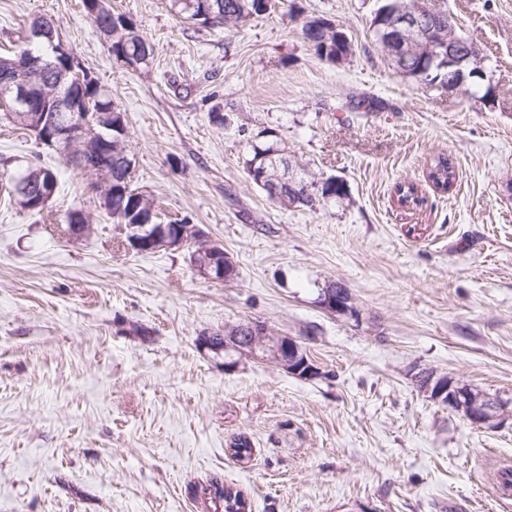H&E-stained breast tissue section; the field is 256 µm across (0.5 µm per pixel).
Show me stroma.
I'll return each mask as SVG.
<instances>
[{
    "label": "stroma",
    "mask_w": 512,
    "mask_h": 512,
    "mask_svg": "<svg viewBox=\"0 0 512 512\" xmlns=\"http://www.w3.org/2000/svg\"><path fill=\"white\" fill-rule=\"evenodd\" d=\"M111 2L152 43L150 67H120L82 0H0V54L52 17L126 116L135 187L236 274L202 278L187 247L123 248L90 178L0 111V175L42 163L59 177L40 215L0 194V512H207L195 492L212 481L251 512H512L489 481L512 465V0H429L485 55L475 97L396 74L377 0H279L215 29L164 0ZM319 15L346 32L345 60L306 42ZM266 131L346 198L270 200L243 165ZM441 152L459 173L447 193L427 180ZM403 182L421 209L397 204ZM76 207L90 223L72 239ZM334 282L352 313L322 307ZM248 321L296 340L319 375L201 349ZM423 370L507 401L500 423L426 397ZM241 435L246 464L228 452Z\"/></svg>",
    "instance_id": "obj_1"
}]
</instances>
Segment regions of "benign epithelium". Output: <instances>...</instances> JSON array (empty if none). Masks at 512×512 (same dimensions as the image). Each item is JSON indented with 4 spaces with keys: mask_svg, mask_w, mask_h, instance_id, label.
Instances as JSON below:
<instances>
[{
    "mask_svg": "<svg viewBox=\"0 0 512 512\" xmlns=\"http://www.w3.org/2000/svg\"><path fill=\"white\" fill-rule=\"evenodd\" d=\"M453 28L447 14L437 12L429 5H421L416 10L396 9L387 11L384 20L374 24L376 34L386 53L396 61L404 62L411 54L419 57V67L406 76L418 81L442 70L448 73V80L434 88L448 92L467 91L464 78L467 71L486 78L484 61L479 46L468 39L449 35ZM42 69L41 60L30 56L16 55L6 70H0V108L12 112L17 117H26L31 88L19 78L22 71ZM71 87L76 88L92 77L77 59H72L64 71ZM49 96L54 103L51 112L40 115L35 125L37 138L43 143L75 144L92 137L104 138L112 135V115L92 113L78 106L73 99H65L53 87ZM290 188L302 186L292 165L285 164L283 177L268 183L267 189L274 197L280 193L282 185ZM323 306L332 312H346L351 299H344L332 292L321 296ZM201 347L219 355L232 350L241 355L261 354V358L271 361L287 373L310 378L318 374L296 340L287 336H270L265 325L255 322L238 323L224 328V332L208 333L201 338ZM422 392L430 399L440 402L449 409L461 414L471 425L478 428L493 426L501 418L505 404L497 397L478 393L470 387L446 376H438L424 371L416 377Z\"/></svg>",
    "mask_w": 512,
    "mask_h": 512,
    "instance_id": "1",
    "label": "benign epithelium"
}]
</instances>
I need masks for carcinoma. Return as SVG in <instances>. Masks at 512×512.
I'll use <instances>...</instances> for the list:
<instances>
[{
	"instance_id": "obj_1",
	"label": "carcinoma",
	"mask_w": 512,
	"mask_h": 512,
	"mask_svg": "<svg viewBox=\"0 0 512 512\" xmlns=\"http://www.w3.org/2000/svg\"><path fill=\"white\" fill-rule=\"evenodd\" d=\"M170 13L185 22L214 28L220 26H236L253 16H260L271 11L276 0H168ZM40 18H34L25 32L19 52H33L42 57L44 68L35 78L27 79L33 88L30 111L44 112L48 109L50 99L44 96L41 87L47 83L57 84L63 77L68 62L66 53L58 54L48 40L47 35L37 36L34 29ZM98 30L120 28L121 33L112 38L109 53L116 61L133 63L130 58L132 47L136 43H146L134 21L124 14L98 15L92 17ZM329 20L325 17H310L303 25L304 37L317 55L334 62L345 59L351 52L350 40L336 37V28L327 26ZM74 97L86 100L90 108L112 113V137L102 143H94L92 151L85 154L86 162H81L77 155L84 147L74 145L65 147L62 152L66 161L95 178L96 189L103 188L107 176H112V194L107 196L109 209L107 215L117 224L139 222L145 225V231H154L158 227L153 199L147 195L134 193V188H125L119 184L122 179V160L127 156L126 117L112 103V98L102 89L100 82L89 81L74 90ZM249 150L244 159V167L249 178L256 185H261L275 172V165L281 163L286 147L277 139L270 137L263 140L254 139L248 142ZM41 173V181L58 182L54 170L46 167H30L17 176L5 180V192L8 200L20 207H25L24 201L15 196V180L31 177ZM429 180L441 191L456 180V172L450 159L439 154L433 157L430 164ZM398 199L406 201L414 207L421 206L423 199L418 196L417 186L412 183H401L396 186ZM346 196L344 181L329 177L322 181H311L306 200L299 205L314 208L321 203H327ZM208 496L214 512H245L247 501L241 491L215 481L201 489Z\"/></svg>"
}]
</instances>
